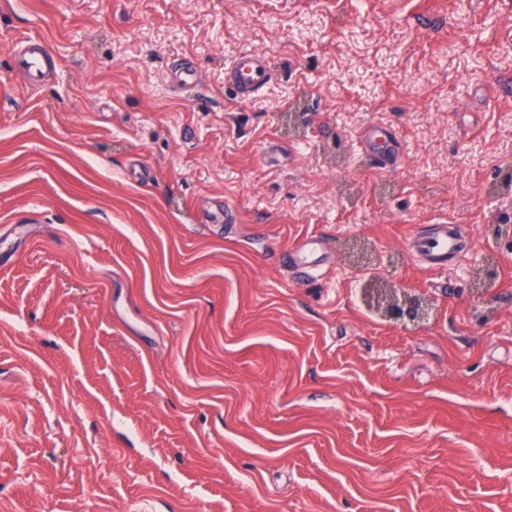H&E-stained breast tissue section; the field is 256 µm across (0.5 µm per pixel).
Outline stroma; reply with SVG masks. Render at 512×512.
<instances>
[{"label": "stroma", "mask_w": 512, "mask_h": 512, "mask_svg": "<svg viewBox=\"0 0 512 512\" xmlns=\"http://www.w3.org/2000/svg\"><path fill=\"white\" fill-rule=\"evenodd\" d=\"M505 26L512 0L0 10V512H512ZM28 37L57 56L35 87ZM442 220L466 248L431 271L405 244ZM271 78V67L265 57L253 49L239 50L226 68L225 80L243 101L259 96ZM373 128L382 130L385 133V146L377 147L373 138L372 128H367L359 140L360 152L373 167L379 170H389L397 165L400 160V149L395 134L387 129L375 126ZM324 246L325 242L321 236H307L286 252V265L307 276H314L323 265L321 253ZM387 316L396 323H414L423 314V306L417 299L393 300L387 304Z\"/></svg>", "instance_id": "1"}]
</instances>
